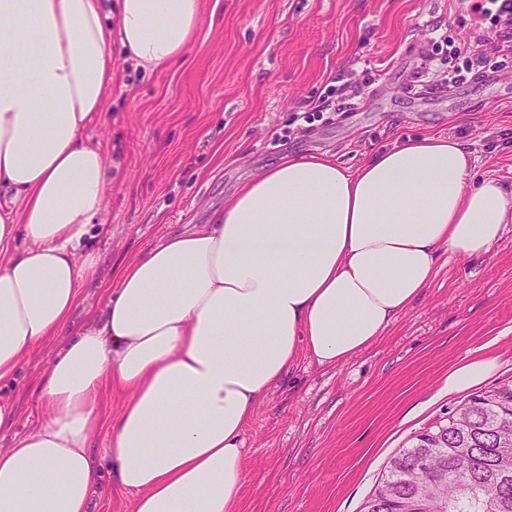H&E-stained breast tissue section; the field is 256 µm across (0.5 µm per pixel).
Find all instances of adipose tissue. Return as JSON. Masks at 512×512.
<instances>
[{
  "label": "adipose tissue",
  "mask_w": 512,
  "mask_h": 512,
  "mask_svg": "<svg viewBox=\"0 0 512 512\" xmlns=\"http://www.w3.org/2000/svg\"><path fill=\"white\" fill-rule=\"evenodd\" d=\"M202 0H0V380L67 324L94 260L78 249L112 196L86 136L112 50L180 62ZM453 136L395 142L350 170L289 156L210 222L122 265L99 326L55 355L45 421L0 449V512H91L102 383L116 486L134 512H238L245 433L302 359L369 350L428 288L441 255L481 258L512 222V186L474 180Z\"/></svg>",
  "instance_id": "obj_1"
}]
</instances>
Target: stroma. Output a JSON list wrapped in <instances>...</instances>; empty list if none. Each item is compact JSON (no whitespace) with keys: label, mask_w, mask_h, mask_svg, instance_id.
<instances>
[{"label":"stroma","mask_w":512,"mask_h":512,"mask_svg":"<svg viewBox=\"0 0 512 512\" xmlns=\"http://www.w3.org/2000/svg\"><path fill=\"white\" fill-rule=\"evenodd\" d=\"M185 59L146 72L115 53L119 80L88 134L112 165V203L92 225L98 257L70 316L99 322L117 270L159 237L208 223L241 183L285 154L347 168L396 140L453 135L478 176L512 185V72L441 91L414 86L426 21L461 35L459 0H205ZM359 84L357 108L336 96L300 120L333 77ZM67 334L23 360L5 392L17 418L0 448L43 422L40 385ZM497 361L473 388L448 394L449 369ZM512 386V223L482 259L441 258L424 294L370 350L333 369L305 359L272 388L246 431L240 512H362L390 457L474 395Z\"/></svg>","instance_id":"35a3bbf8"}]
</instances>
